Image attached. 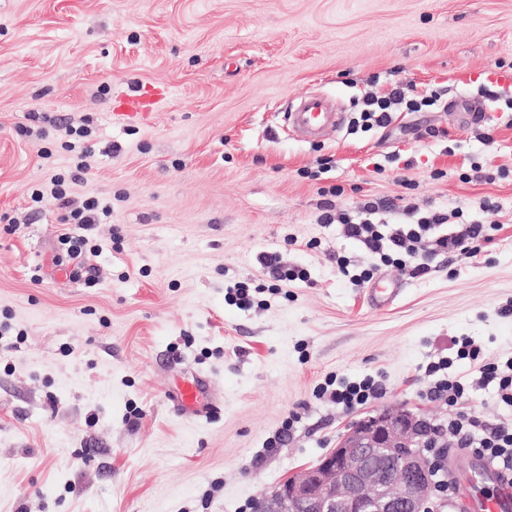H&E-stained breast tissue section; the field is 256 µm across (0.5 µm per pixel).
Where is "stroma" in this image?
I'll list each match as a JSON object with an SVG mask.
<instances>
[{
	"instance_id": "obj_1",
	"label": "stroma",
	"mask_w": 512,
	"mask_h": 512,
	"mask_svg": "<svg viewBox=\"0 0 512 512\" xmlns=\"http://www.w3.org/2000/svg\"><path fill=\"white\" fill-rule=\"evenodd\" d=\"M501 61L512 62V0H0V218L17 226L0 229V512H250L359 420L399 408L447 423L426 397L425 368L442 357L473 385L468 416L512 426L455 346L467 337L485 362L512 358ZM399 81L446 88L443 107L400 105L387 128L353 130L358 99ZM157 89L156 111L113 116L117 95ZM307 93L344 109L313 144L280 117ZM55 119L92 130L72 199L112 206L84 257L93 286L59 243L69 225L28 197L74 167ZM28 124L45 137L20 135ZM427 127L447 135L417 137ZM324 156L332 170L304 178ZM474 164L509 174L463 180ZM335 184V213L355 221L362 202L402 199L500 229L478 259L425 254L420 278L380 267L400 293L379 309L337 271V256L371 258L340 221H320L319 188ZM265 255L308 279L240 308L228 287L275 283ZM331 375L373 377L383 393L342 410L316 395ZM187 382L207 416L178 403ZM292 411L300 420L282 433Z\"/></svg>"
}]
</instances>
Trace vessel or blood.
I'll return each mask as SVG.
<instances>
[{
	"label": "vessel or blood",
	"mask_w": 512,
	"mask_h": 512,
	"mask_svg": "<svg viewBox=\"0 0 512 512\" xmlns=\"http://www.w3.org/2000/svg\"><path fill=\"white\" fill-rule=\"evenodd\" d=\"M155 95H123L119 98L118 114L135 115L150 110ZM286 118L292 135L306 142H317L324 131L336 125V112L331 101L320 95L302 99L296 110L287 112ZM451 461L454 469L465 475H478L482 481L495 483L497 489L486 496L470 492L461 496L463 512H512V473L493 461L468 451L455 452Z\"/></svg>",
	"instance_id": "1"
}]
</instances>
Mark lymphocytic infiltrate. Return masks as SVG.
Segmentation results:
<instances>
[{"label": "lymphocytic infiltrate", "instance_id": "1", "mask_svg": "<svg viewBox=\"0 0 512 512\" xmlns=\"http://www.w3.org/2000/svg\"><path fill=\"white\" fill-rule=\"evenodd\" d=\"M405 105L411 112L422 108L439 107L441 95L430 92L418 99H406L401 89H394L382 96L373 92L366 93L361 102L360 122L364 129L384 128L392 121L391 112L394 106ZM29 199L34 206L53 205L61 213L64 223L77 225L78 234H63L61 244L66 245L67 253L72 260H79L88 243L87 231L95 225L106 223L112 215L110 204L99 198L90 196L83 200L81 206H74L69 193V186L62 176H54L51 185L46 189L32 190ZM381 205L376 201L364 203V220L355 222L349 217H342L345 233L349 238L360 242L373 262L366 268L352 267L349 260L337 257L336 265L339 273L357 286L369 283L380 266L396 265L410 268L412 277H420L427 273V264L418 260L419 252L428 233L449 223L450 218L441 213H431L422 217L416 216L414 207H406L407 215L413 216L410 224H397L388 231H380L377 225L369 220L370 215L378 213ZM461 358L479 362L481 350L469 340H462L459 351ZM480 364V362H479ZM447 360H439L427 366L428 375L434 376L435 383L427 393L428 398L442 402L449 411L448 431L456 437L460 447L486 457L500 466L512 471V427L497 426L485 430H477L476 420L467 418L461 411V404L468 391L465 382L457 378L445 376ZM480 383L495 384L496 395L500 403L512 407V358L504 364H480ZM319 394L330 395L331 399L344 410L350 411L370 404L382 394V387L373 379L366 378L340 384L338 388L328 389L320 386Z\"/></svg>", "mask_w": 512, "mask_h": 512}]
</instances>
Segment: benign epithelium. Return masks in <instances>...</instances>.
<instances>
[{"label": "benign epithelium", "instance_id": "obj_1", "mask_svg": "<svg viewBox=\"0 0 512 512\" xmlns=\"http://www.w3.org/2000/svg\"><path fill=\"white\" fill-rule=\"evenodd\" d=\"M427 423L406 411L360 422L331 453L261 499L260 512H426L433 462Z\"/></svg>", "mask_w": 512, "mask_h": 512}]
</instances>
